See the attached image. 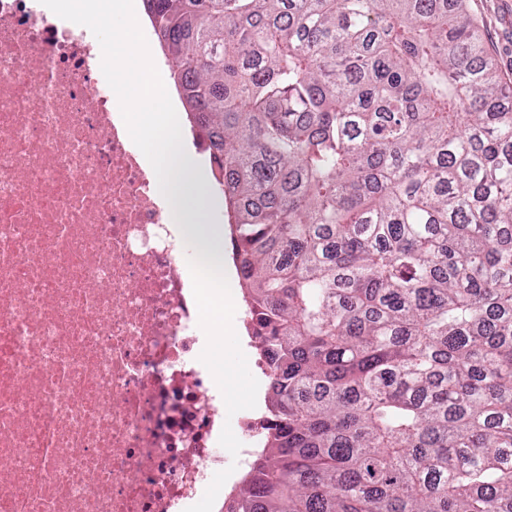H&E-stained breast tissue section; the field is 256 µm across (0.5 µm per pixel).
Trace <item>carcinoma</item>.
<instances>
[{
    "label": "carcinoma",
    "instance_id": "obj_1",
    "mask_svg": "<svg viewBox=\"0 0 512 512\" xmlns=\"http://www.w3.org/2000/svg\"><path fill=\"white\" fill-rule=\"evenodd\" d=\"M272 371L221 512H512V84L466 0H143ZM247 411L248 409L238 411L231 419V427L237 438L239 436V428L241 430V439L239 441L242 443V448L237 457V467L229 478L239 475L240 471L246 470L249 467L255 448L260 447L259 445L263 440V427L266 424L265 416L255 414V412L244 414Z\"/></svg>",
    "mask_w": 512,
    "mask_h": 512
}]
</instances>
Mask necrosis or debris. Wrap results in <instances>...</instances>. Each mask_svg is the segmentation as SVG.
Returning a JSON list of instances; mask_svg holds the SVG:
<instances>
[{"label":"necrosis or debris","mask_w":512,"mask_h":512,"mask_svg":"<svg viewBox=\"0 0 512 512\" xmlns=\"http://www.w3.org/2000/svg\"><path fill=\"white\" fill-rule=\"evenodd\" d=\"M0 0V512H186L224 400L94 34Z\"/></svg>","instance_id":"necrosis-or-debris-1"}]
</instances>
